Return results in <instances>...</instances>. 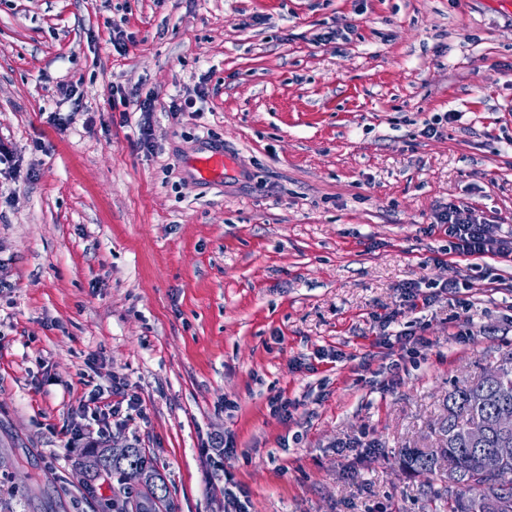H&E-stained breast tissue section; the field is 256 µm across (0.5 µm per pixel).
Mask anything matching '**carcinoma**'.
<instances>
[{"label": "carcinoma", "mask_w": 512, "mask_h": 512, "mask_svg": "<svg viewBox=\"0 0 512 512\" xmlns=\"http://www.w3.org/2000/svg\"><path fill=\"white\" fill-rule=\"evenodd\" d=\"M498 377L489 381L485 375L448 391L446 415L438 427L435 448H403L400 463L415 475L439 470L455 479L453 486L438 488L430 483L420 486L427 502L440 501L448 512H485V504L495 501L499 512H512V459L501 464L498 473L485 474L483 456L502 447V438L493 429V420L512 416V356L496 367ZM475 426L483 428L479 443L471 445L466 438ZM108 475L118 478V493L112 498V512H161L166 498L156 495L154 481L162 480L153 459L132 447L123 459L112 460Z\"/></svg>", "instance_id": "obj_1"}]
</instances>
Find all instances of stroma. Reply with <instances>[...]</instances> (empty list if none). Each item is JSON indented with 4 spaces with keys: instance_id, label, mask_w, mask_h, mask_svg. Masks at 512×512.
I'll use <instances>...</instances> for the list:
<instances>
[{
    "instance_id": "35a3bbf8",
    "label": "stroma",
    "mask_w": 512,
    "mask_h": 512,
    "mask_svg": "<svg viewBox=\"0 0 512 512\" xmlns=\"http://www.w3.org/2000/svg\"><path fill=\"white\" fill-rule=\"evenodd\" d=\"M201 81L202 113L170 116ZM134 91L157 97L149 151ZM208 143L228 156L216 184L190 174ZM0 144V432L18 440L0 496L16 512H108L116 478L89 501L79 471L103 438L145 449L170 512H224L230 490L250 512H429L419 487L441 476L402 470L399 450L436 447L449 391L512 353V262L447 254L435 222L460 205L512 240V12L0 0ZM406 283L427 304L408 308ZM388 315L428 346L404 355ZM113 377L142 414L72 441L87 385ZM278 394L291 419L271 414Z\"/></svg>"
}]
</instances>
